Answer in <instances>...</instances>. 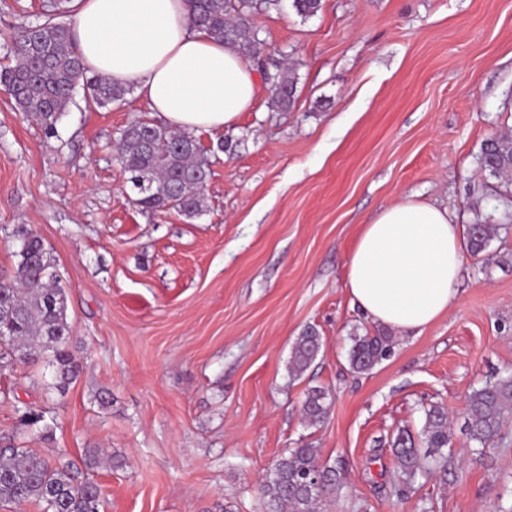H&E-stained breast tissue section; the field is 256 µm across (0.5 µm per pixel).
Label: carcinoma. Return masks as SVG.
<instances>
[{"instance_id": "cac0c4a2", "label": "carcinoma", "mask_w": 512, "mask_h": 512, "mask_svg": "<svg viewBox=\"0 0 512 512\" xmlns=\"http://www.w3.org/2000/svg\"><path fill=\"white\" fill-rule=\"evenodd\" d=\"M191 24L205 30L258 68L270 85L272 105L286 112L296 104V67L271 59L255 14L278 5V0H186ZM304 17L322 9V0H293ZM53 13L44 22L16 30L10 36L11 64L0 68V83L13 89L16 109L37 122L45 134L56 125L73 99L77 81L86 82L88 98L98 107L119 105L130 86L109 78L87 76L73 36V23L64 21L71 13L68 0H56ZM116 160L136 193L133 202L151 214L175 212L187 219L200 216L207 208L206 186L212 161L197 149L187 133L175 132L163 123L135 120L124 126L117 138ZM479 163L489 175L512 173V137L502 136L485 143ZM490 225L478 221L469 225L468 243L472 253L481 252L489 240ZM18 245L14 274L0 279V328L10 332L0 344V370L16 361L44 359L56 369L63 388L76 375L70 351L67 301L56 264L41 237L23 224L13 228ZM320 336L313 330L298 337L292 349L290 372L303 375L320 350ZM387 336H359L353 340L349 363L356 372L372 369L390 355ZM318 388L308 390L305 420L315 425L327 419L331 403ZM17 426L46 440L53 432L44 412L23 402L13 405ZM512 416V374L485 384L470 394L464 413L469 440L484 449ZM0 504L35 502L44 512H100L101 489L92 478L66 461L50 462L31 449L15 444L16 436L0 438ZM450 443L448 413L432 407L426 413L419 441L406 432L397 435L393 446L399 467L401 494L412 489L427 471L426 461L436 458ZM319 469L318 449L306 443L291 449L275 464L264 485L267 512H318L322 498L336 485L332 471H323V483L309 486L306 478Z\"/></svg>"}]
</instances>
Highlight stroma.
<instances>
[{
    "label": "stroma",
    "mask_w": 512,
    "mask_h": 512,
    "mask_svg": "<svg viewBox=\"0 0 512 512\" xmlns=\"http://www.w3.org/2000/svg\"><path fill=\"white\" fill-rule=\"evenodd\" d=\"M50 5L0 0V66L5 35ZM254 21L296 66L297 101L275 111L265 88L233 126L194 131L215 155L192 220L133 202L114 142L156 118L136 92L100 108L77 90L49 138L0 90V277L26 225L62 272L79 363L62 391L46 363L1 370L0 435L19 400L55 422L32 444L42 456L79 467L103 449V512H265L272 465L303 442L336 470L320 512H512V417L480 455L462 429L472 390L512 371V183L477 163L512 136V0H323L307 18L280 0ZM412 194L493 231L465 255L452 308L391 334L353 305L346 264L364 224ZM308 329L320 351L294 379ZM367 333L391 334L392 353L359 373L349 351ZM312 387L331 402L316 425ZM434 405L453 420L451 457L399 494L391 440ZM327 399L328 394L325 390H308L303 403V415L309 424L315 425L327 419L331 408V403L327 402Z\"/></svg>",
    "instance_id": "obj_1"
}]
</instances>
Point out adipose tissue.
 <instances>
[{
    "mask_svg": "<svg viewBox=\"0 0 512 512\" xmlns=\"http://www.w3.org/2000/svg\"><path fill=\"white\" fill-rule=\"evenodd\" d=\"M74 36L88 71L131 83L150 109L184 130H221L250 111L253 66L190 24L186 0H74ZM465 255L447 207L408 196L365 224L346 288L374 322L419 333L456 300Z\"/></svg>",
    "mask_w": 512,
    "mask_h": 512,
    "instance_id": "1",
    "label": "adipose tissue"
}]
</instances>
